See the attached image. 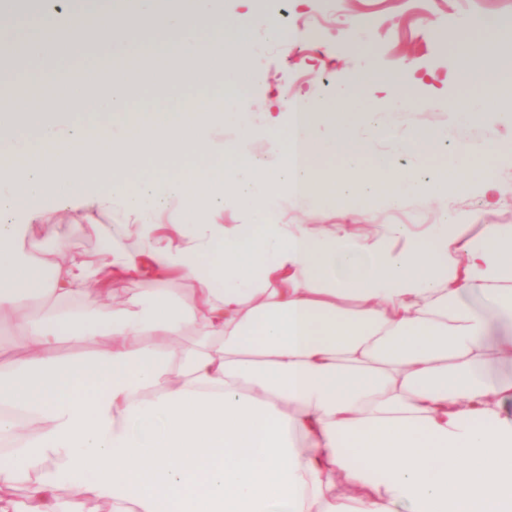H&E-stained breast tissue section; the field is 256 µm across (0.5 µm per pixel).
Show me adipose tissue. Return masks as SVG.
<instances>
[{
	"mask_svg": "<svg viewBox=\"0 0 512 512\" xmlns=\"http://www.w3.org/2000/svg\"><path fill=\"white\" fill-rule=\"evenodd\" d=\"M223 7L43 9L8 66L21 81L0 83V313H17L28 341L25 357L0 359V512H512V418L500 412L512 379L485 375L512 361V328L499 325L512 321V226L471 238L464 224L423 237L288 223L284 196L429 190L392 157L367 159L372 118L350 87L321 111L299 100L267 113L284 144L274 167L245 147L244 104L215 108V92L131 111L148 81L160 96L188 81L235 91L254 19L224 27ZM91 30L108 54L62 78L55 56ZM228 117L240 140L217 166L171 169L210 151L201 131ZM146 173L187 214L170 234L146 216ZM46 200L90 222L121 207L133 245L94 263L69 242L64 263L24 260L19 222L49 223ZM227 201L250 223H225ZM105 272L174 273L196 290L183 305L163 288L109 305ZM50 297L79 306L40 312ZM65 340L93 352L61 359Z\"/></svg>",
	"mask_w": 512,
	"mask_h": 512,
	"instance_id": "1",
	"label": "adipose tissue"
}]
</instances>
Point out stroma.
<instances>
[{"mask_svg":"<svg viewBox=\"0 0 512 512\" xmlns=\"http://www.w3.org/2000/svg\"><path fill=\"white\" fill-rule=\"evenodd\" d=\"M246 12L255 17L252 37L258 52L241 76L238 93L259 128L251 149L269 166L277 164L281 153L280 142L261 131L271 100L286 103L301 96L319 110L331 104L337 87L355 85L364 75L371 83L366 95L371 111L384 113L389 91L412 69L435 74L434 79L414 87L418 99L481 93L484 77L447 78L448 60L458 46L444 40L442 31L473 17L490 24L475 35V42L494 45L512 38L498 28L502 22L512 24V0H224L225 25H232ZM270 17L277 19L280 36L267 35L264 21ZM485 109L483 120L456 126L453 139L442 144V151H453L460 139L488 145L512 140V123L500 122L498 101L487 98ZM448 122L447 111L438 107L402 112L371 140L368 153L392 155L396 164L414 171L421 181H431L438 175L434 159L402 154L398 148L415 126L444 127ZM489 171L511 188L491 211L484 205L476 178L464 168L454 175L456 192L447 195L395 197L389 190L363 186L338 197L319 193L301 203L285 200L281 207L289 223L312 227L346 224L362 233L371 224H393L418 234L431 225L463 219L469 234L478 235L488 224L512 225V155L494 158ZM56 218L53 224L27 226L19 246L30 258L43 263L59 261L56 244L61 240L77 243L89 257L102 245L125 240L121 228L107 217L94 229L87 222L73 220L67 210H59Z\"/></svg>","mask_w":512,"mask_h":512,"instance_id":"35a3bbf8","label":"stroma"}]
</instances>
